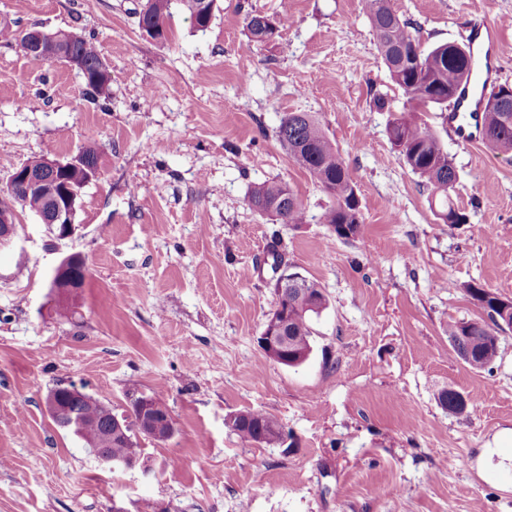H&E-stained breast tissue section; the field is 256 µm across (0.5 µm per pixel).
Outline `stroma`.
<instances>
[{
  "mask_svg": "<svg viewBox=\"0 0 512 512\" xmlns=\"http://www.w3.org/2000/svg\"><path fill=\"white\" fill-rule=\"evenodd\" d=\"M141 4L0 0L20 27L93 41L112 76L94 100L77 71L0 43V192L30 159L103 148L74 236L55 240L25 210L0 252V512H512V330L485 371L448 341L449 322L480 315L467 284L512 299V160L457 141L427 108L458 172L448 203L467 217L439 219L388 139L409 105L362 0H217L204 30L175 5L165 43L141 35ZM392 4L426 49L462 41L475 18L498 27L497 81L512 84V0ZM254 10L289 17L276 42L247 47ZM287 112L316 115L352 169L358 239L330 240L333 197L276 139ZM271 178L297 193L304 224L249 207ZM274 243L282 272L327 298L295 367L258 344L277 304ZM67 253L87 275L64 303L49 282ZM72 383L117 412L132 393L162 400L173 435L139 437L133 467L100 462L46 408ZM448 388L468 412L441 407ZM244 410L274 415L288 439L243 442L226 419Z\"/></svg>",
  "mask_w": 512,
  "mask_h": 512,
  "instance_id": "obj_1",
  "label": "stroma"
}]
</instances>
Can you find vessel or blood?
<instances>
[{"instance_id":"b4317fda","label":"vessel or blood","mask_w":512,"mask_h":512,"mask_svg":"<svg viewBox=\"0 0 512 512\" xmlns=\"http://www.w3.org/2000/svg\"><path fill=\"white\" fill-rule=\"evenodd\" d=\"M498 31L494 27L476 24L468 34L471 48L480 50L481 64L477 72L469 74L454 105L448 111V124L455 136L466 143L476 141L484 132L485 114L481 109L487 89L485 76L492 70L491 54L482 50L483 44H496Z\"/></svg>"}]
</instances>
